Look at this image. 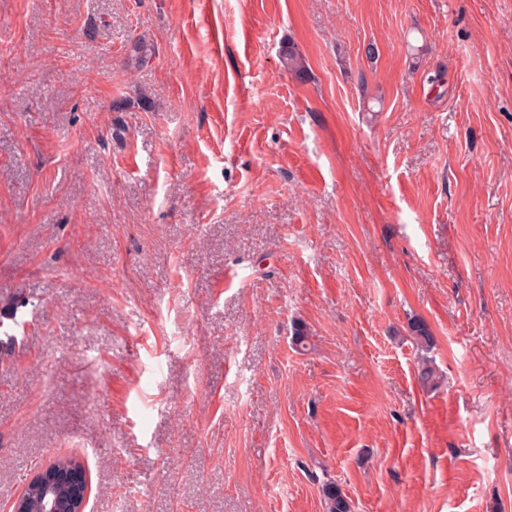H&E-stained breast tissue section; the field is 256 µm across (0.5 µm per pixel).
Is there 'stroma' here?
I'll return each mask as SVG.
<instances>
[{
    "mask_svg": "<svg viewBox=\"0 0 512 512\" xmlns=\"http://www.w3.org/2000/svg\"><path fill=\"white\" fill-rule=\"evenodd\" d=\"M0 325V512H512V0H0ZM281 64L289 74L297 79H304L308 73L302 54L291 43H288L282 49ZM78 464L50 465L37 472L49 486L45 495L43 512H83L89 499L88 478L83 466ZM53 485H64L69 490V501L62 506L51 491ZM322 507L324 512H351L349 497L342 487L327 480L321 484Z\"/></svg>",
    "mask_w": 512,
    "mask_h": 512,
    "instance_id": "obj_1",
    "label": "stroma"
}]
</instances>
